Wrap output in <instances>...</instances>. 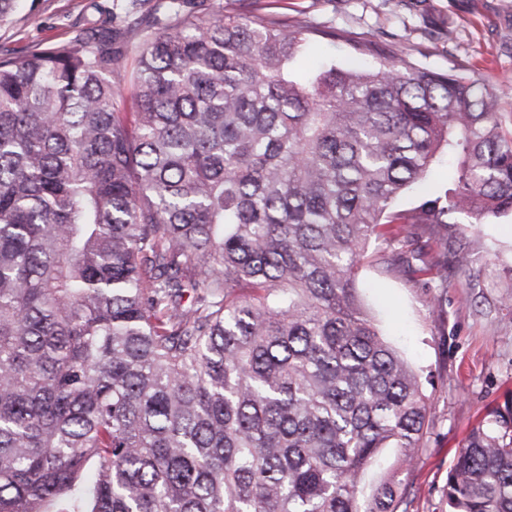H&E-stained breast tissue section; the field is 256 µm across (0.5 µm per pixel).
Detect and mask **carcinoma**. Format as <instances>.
Segmentation results:
<instances>
[{
    "label": "carcinoma",
    "instance_id": "cac0c4a2",
    "mask_svg": "<svg viewBox=\"0 0 512 512\" xmlns=\"http://www.w3.org/2000/svg\"><path fill=\"white\" fill-rule=\"evenodd\" d=\"M112 29L0 57V512H407L430 402L356 293L371 240L448 287V216L512 212L501 92L394 62L289 74L288 22ZM444 192L393 202L436 160ZM512 512V402L448 471Z\"/></svg>",
    "mask_w": 512,
    "mask_h": 512
}]
</instances>
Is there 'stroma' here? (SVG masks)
Instances as JSON below:
<instances>
[{
  "label": "stroma",
  "mask_w": 512,
  "mask_h": 512,
  "mask_svg": "<svg viewBox=\"0 0 512 512\" xmlns=\"http://www.w3.org/2000/svg\"><path fill=\"white\" fill-rule=\"evenodd\" d=\"M104 6L123 26L128 0H20L0 23V57L66 43L100 22ZM187 8L205 19L278 18L374 39L394 59L502 87L498 108L504 126L512 125V0H188ZM329 62L353 64L350 45L313 43L297 67ZM448 246L463 250L465 266H449L437 306L420 276L389 268L397 251L383 241L371 243L358 275V293L383 336L414 370L435 376L425 445L411 466L399 467L396 449L385 448L361 480L368 495L396 476L408 512H448V469L469 430L512 399V215L457 220Z\"/></svg>",
  "instance_id": "1"
}]
</instances>
